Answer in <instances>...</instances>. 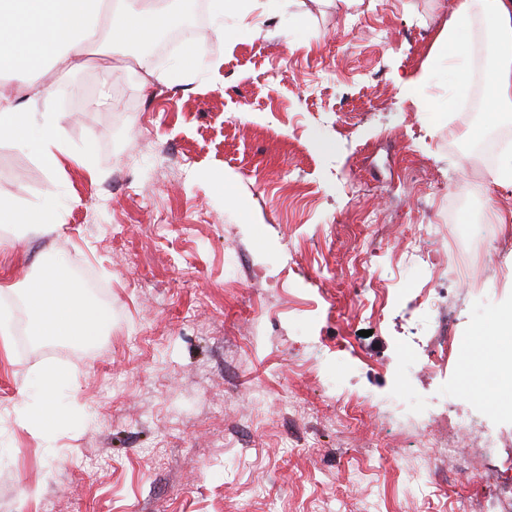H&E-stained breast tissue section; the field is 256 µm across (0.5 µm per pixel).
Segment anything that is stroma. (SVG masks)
Wrapping results in <instances>:
<instances>
[{
    "label": "stroma",
    "mask_w": 512,
    "mask_h": 512,
    "mask_svg": "<svg viewBox=\"0 0 512 512\" xmlns=\"http://www.w3.org/2000/svg\"><path fill=\"white\" fill-rule=\"evenodd\" d=\"M456 0H251L238 18L163 0L202 65L168 81L183 47L127 69L99 55L44 75L61 133L91 164L51 171L36 147L0 137V198L31 221L55 198L52 232L15 244L0 227V512H457L512 458L500 388L465 392L455 361L429 370L435 331L410 301L402 249L444 223L499 152L463 162L460 110L427 62ZM232 181L236 201L224 198ZM364 193L349 198L346 186ZM63 254L94 286L110 333L92 343L35 335L22 286ZM453 335L512 307V257L483 285L443 272ZM421 339L410 383L399 343ZM74 401L49 430L21 420L45 367ZM346 394L337 405L338 394ZM423 405L476 413L506 441L496 461L457 440L436 478L410 480L446 438L411 425Z\"/></svg>",
    "instance_id": "stroma-1"
}]
</instances>
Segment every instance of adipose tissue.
I'll use <instances>...</instances> for the list:
<instances>
[{"mask_svg":"<svg viewBox=\"0 0 512 512\" xmlns=\"http://www.w3.org/2000/svg\"><path fill=\"white\" fill-rule=\"evenodd\" d=\"M166 14L156 0H0V81L23 73L31 79L25 100L0 91V137L10 136L38 148L39 160L57 170L73 150L61 137L59 115L38 110L47 90L37 80L45 70L62 76L82 71L86 54L122 57L127 46L151 40ZM479 43L487 62L484 114L497 122L512 112V0H457V6L432 54L450 74L448 97L425 103L424 111H447L468 90L469 48ZM68 263L57 257L25 286L29 314L42 335L89 341L103 321L88 308L81 289L67 277ZM69 374L59 367L42 371L30 395L38 400V421L53 426L64 414L59 393Z\"/></svg>","mask_w":512,"mask_h":512,"instance_id":"adipose-tissue-1","label":"adipose tissue"}]
</instances>
